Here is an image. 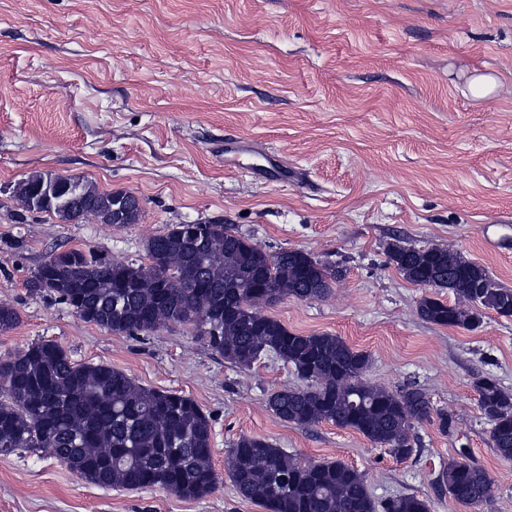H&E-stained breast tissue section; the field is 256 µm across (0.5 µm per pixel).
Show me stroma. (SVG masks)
I'll return each instance as SVG.
<instances>
[{"label": "stroma", "instance_id": "35a3bbf8", "mask_svg": "<svg viewBox=\"0 0 512 512\" xmlns=\"http://www.w3.org/2000/svg\"><path fill=\"white\" fill-rule=\"evenodd\" d=\"M477 73L497 80L480 100L468 89ZM240 139L249 153L224 156ZM274 160L293 179L266 178ZM38 172L131 193L141 218L113 229L23 212L13 187ZM198 222L341 270L327 298L268 313L367 353L368 382L421 388L432 415L415 425L416 455L281 421L267 399L299 383L283 362L239 368L189 324L115 334L25 287L54 250L140 263L149 238ZM500 224L512 236V0H0V305L20 316L0 357L52 340L75 361L189 395L212 419L216 471L245 434L353 466L379 502L414 494L430 512H512V460L493 451L474 387L492 376L512 394V318L484 312L474 331L428 323L419 301L451 294L407 282L387 256L397 238L452 248L512 288V250L486 240ZM462 450L495 486L475 509L436 482ZM0 512L264 510L227 479L198 500L106 490L24 451L0 457Z\"/></svg>", "mask_w": 512, "mask_h": 512}]
</instances>
